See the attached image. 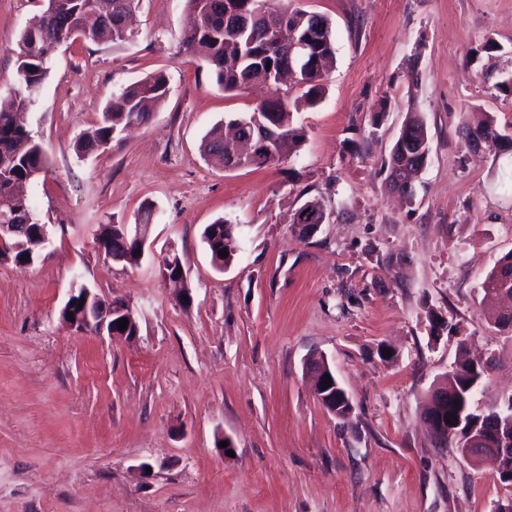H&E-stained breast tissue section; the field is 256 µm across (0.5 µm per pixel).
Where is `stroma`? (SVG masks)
<instances>
[{"mask_svg":"<svg viewBox=\"0 0 512 512\" xmlns=\"http://www.w3.org/2000/svg\"><path fill=\"white\" fill-rule=\"evenodd\" d=\"M290 4L330 20L335 60L320 103L293 114L301 149L268 168L201 151L262 93L224 91L183 50L187 0H137L129 42L54 52L23 116L50 159L28 194L52 243L32 265L0 261V512H494L512 497L493 461L438 447L424 420L464 337L495 360L473 408L512 399V337L488 329L481 303L512 251V94L496 88L512 76V0ZM40 11L0 0V89ZM154 71L170 91L149 122L77 156L112 96ZM411 111L431 151L408 202L382 165ZM486 115L507 142L466 145L460 121ZM305 191L330 220L302 241L291 217ZM147 204L140 266L106 259L100 226L139 223ZM221 217L243 239L224 273L202 241ZM171 244L187 303L161 271ZM77 282L126 300L136 336L65 323ZM320 354L350 422L313 393Z\"/></svg>","mask_w":512,"mask_h":512,"instance_id":"obj_1","label":"stroma"}]
</instances>
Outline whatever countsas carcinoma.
I'll list each match as a JSON object with an SVG mask.
<instances>
[{"mask_svg": "<svg viewBox=\"0 0 512 512\" xmlns=\"http://www.w3.org/2000/svg\"><path fill=\"white\" fill-rule=\"evenodd\" d=\"M40 14L34 23L26 27L18 42L16 73L10 87L0 91V224L39 223L27 195L28 185L48 168L49 159L41 144L31 132L14 120V115L31 108L39 88L47 79L54 50L63 43L80 40L97 42L95 30L83 32L89 13L99 11V0H43ZM136 0H112V44L127 43L132 37L130 30L118 25V19L132 10ZM195 15L193 26L185 33L183 45L193 55L200 57L218 86L226 92L247 91L250 87L269 83L277 94L275 101L263 100L243 120L256 128L266 126L275 137L273 151L259 154L253 167H271L297 153L305 139L303 128L293 123L291 109L317 105L323 98L325 87V61L334 55L331 25L325 17L288 6V0H233L235 8L227 11L225 0H187ZM285 19L287 27L299 36L312 35L306 59H301L292 46L285 42L269 40V32L279 19ZM302 89L300 96L292 99L294 88ZM169 81L159 71L129 84L105 106L98 120L81 134L75 151L81 155L111 147L123 129L132 124H144L149 120L150 109L167 98ZM459 134L468 141H489L496 145L501 134L492 116L478 127L464 124ZM430 139L428 128L418 112L407 113L405 131L399 134L385 162L388 181L405 177L404 169L415 159H423L422 152L430 149L423 140ZM204 151L220 157L229 165L228 144L224 142V125H214L206 134ZM202 241L210 255L213 268L225 272L241 250L237 228L224 218L205 227ZM98 243L104 254L124 257L123 265H139L134 246L125 247L119 242V234L106 224L98 235ZM225 250L228 256H219ZM43 251L42 237L37 233L13 238L0 247V260H8L19 266L34 263ZM29 255V260L22 255ZM512 292V252L501 257L487 273L482 290L487 303L485 320L488 327L504 331L505 324L512 322V311L498 312L492 301L503 290ZM461 355L452 370L445 375L444 384L432 391L425 418L433 424L438 443L452 448L466 446L468 436L453 431L445 436L439 432L450 414L458 413L456 402L466 399L467 417L472 424L483 429L495 420L502 421L504 410L490 409L476 413L471 400L476 387L475 377L485 374L476 370L468 356V338L458 341Z\"/></svg>", "mask_w": 512, "mask_h": 512, "instance_id": "cac0c4a2", "label": "carcinoma"}]
</instances>
